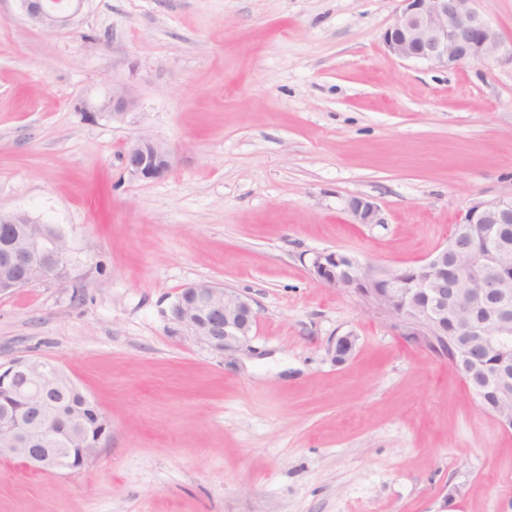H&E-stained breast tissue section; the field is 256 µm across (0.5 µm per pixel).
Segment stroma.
Here are the masks:
<instances>
[{"label": "stroma", "mask_w": 512, "mask_h": 512, "mask_svg": "<svg viewBox=\"0 0 512 512\" xmlns=\"http://www.w3.org/2000/svg\"><path fill=\"white\" fill-rule=\"evenodd\" d=\"M398 6L88 0L49 31L0 0V210L57 225L75 259L0 296V365L52 362L112 424L75 473L0 460V512H512V431L308 274L322 250L422 259L512 192V63L399 59ZM115 80L138 112H78ZM143 134L175 155L163 179L123 169ZM354 197L380 223H353ZM199 282L252 299L238 350L169 320Z\"/></svg>", "instance_id": "1"}]
</instances>
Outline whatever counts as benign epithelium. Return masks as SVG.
I'll return each instance as SVG.
<instances>
[{
    "mask_svg": "<svg viewBox=\"0 0 512 512\" xmlns=\"http://www.w3.org/2000/svg\"><path fill=\"white\" fill-rule=\"evenodd\" d=\"M85 0H68L62 10L47 0H20L26 16L48 30L69 27ZM401 7L383 34L387 50L403 60L448 66L505 55L512 61L500 34L479 7L481 0H399ZM137 106L131 85L117 83L100 100H86L90 118L107 115L122 120ZM174 154L161 139L140 136L122 156L132 177L154 181L167 175ZM355 224H378L377 206L354 197L348 206ZM1 224L15 225L16 236L0 245V294L36 284L57 282L69 271L72 253L63 233H33L41 220L26 211H0ZM462 224H480L473 234L461 233L426 258L391 267L376 265L338 250L317 252L310 260L311 279L326 288L357 295L384 317L404 338L448 361L461 373L473 359L463 344L454 357L442 353L439 342L450 336H475L485 347L512 337V292L501 288L508 279L498 224L512 223V193L479 201L461 217ZM169 319L201 343L218 352L239 348L256 327L258 314L251 299L208 283L190 285L169 308ZM497 374L502 402L492 413L503 430L512 429L509 377ZM8 381L31 388L24 406L0 416V459H19L33 471L58 474L82 470L96 448H60L84 434L82 413L72 398L83 390L59 367L43 360H16L0 367V384Z\"/></svg>",
    "mask_w": 512,
    "mask_h": 512,
    "instance_id": "1",
    "label": "benign epithelium"
}]
</instances>
